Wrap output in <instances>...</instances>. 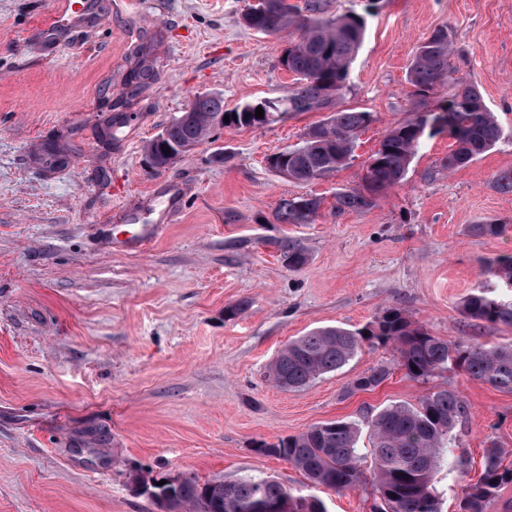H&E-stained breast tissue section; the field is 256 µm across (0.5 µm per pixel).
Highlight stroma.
Segmentation results:
<instances>
[{
	"instance_id": "stroma-1",
	"label": "stroma",
	"mask_w": 512,
	"mask_h": 512,
	"mask_svg": "<svg viewBox=\"0 0 512 512\" xmlns=\"http://www.w3.org/2000/svg\"><path fill=\"white\" fill-rule=\"evenodd\" d=\"M70 2L83 26L47 45L51 0H0V512H160L135 473L298 487V470L252 442L414 405L447 384L470 417L458 430L465 476L443 467L435 477L442 512H457L463 481L479 478L488 439L509 448L512 467V393L460 370L411 379L393 345L297 392L266 376L288 341L365 326L390 306L451 344L512 340V327L460 311L484 259L512 254V193L493 185L512 169V0H380L371 11L366 0H327L329 13L367 14L339 106L373 121L350 164L313 183L266 159L320 111L216 131L158 173L147 164L146 143L194 95L222 93L228 111L288 95L285 40L244 26L246 0ZM443 25L452 64L503 140L448 172L451 137L424 136L401 184L370 209L336 214L337 193L359 187L384 135L452 95L448 84L418 97L407 81L416 47ZM112 106L125 123L107 148L98 131ZM296 196L320 198L312 223L276 222L280 201ZM492 220L506 222L501 235L471 234ZM151 226L155 240L136 247ZM283 239L306 250L301 268L282 262ZM243 299L247 310L227 316ZM381 364L385 383L347 394Z\"/></svg>"
}]
</instances>
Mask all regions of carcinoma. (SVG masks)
I'll return each mask as SVG.
<instances>
[{"instance_id":"cac0c4a2","label":"carcinoma","mask_w":512,"mask_h":512,"mask_svg":"<svg viewBox=\"0 0 512 512\" xmlns=\"http://www.w3.org/2000/svg\"><path fill=\"white\" fill-rule=\"evenodd\" d=\"M242 20L260 33L287 37L280 64L295 75L291 93L273 100L244 101L229 112L224 110L222 95H197L166 126L165 140L148 143L149 158L169 167L181 156L177 147L201 143L217 128L261 127L289 112L327 108L325 119L308 128L299 143L270 155L267 164L299 182L334 173L352 159L359 134L373 121L369 112L337 107L364 37L365 16L353 9L329 15L322 0H304V5L289 10L269 0L260 9L246 4ZM452 54L446 25L416 48L407 72L414 95L425 97L451 81L456 90L435 109L417 111L414 118L387 132L366 163L361 187L336 194V213L367 210L383 191L400 184L427 130L446 132L454 140L455 149L442 162L450 171L471 163L503 139L502 128L476 87L455 76ZM259 107L264 110L261 118L255 117ZM227 115L231 119L226 123ZM319 207L314 197L285 198L275 218L282 224H309ZM504 229V223L492 221L472 225L471 232L479 237L496 236ZM280 251L290 269L307 262L306 252L294 241H281ZM484 268L487 280L461 300L460 309L470 319L511 327L512 255L489 258ZM388 344L394 345L398 365L414 380L425 382L455 366L474 379L512 392V342L451 344L431 335L406 310L395 306L360 329L327 326L291 340L271 364L268 377L278 387L300 391L345 366L364 347ZM389 377V367L378 365L354 379L348 391L373 390ZM468 414L466 401L451 385L427 393L415 406L395 403L384 407L367 420L372 455L368 473L358 448L359 423L348 419L315 425L275 443L255 441L253 451L287 461L312 488L322 486L340 494L371 487L372 512H441L435 487L441 454L448 449V468L464 473V459L454 455L452 448L456 447V429ZM504 454L506 449L489 440L481 476L462 487L459 512H485L496 491L512 483V468L502 465ZM175 497L180 509L192 512H258L263 500L282 501L288 504V512H326L323 502L304 490L255 476L228 481L222 491L209 482L186 480L175 489Z\"/></svg>"}]
</instances>
